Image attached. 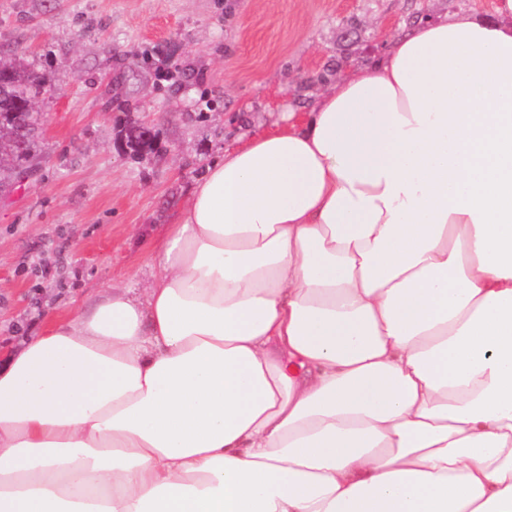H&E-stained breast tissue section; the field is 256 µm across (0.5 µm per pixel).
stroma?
<instances>
[{
  "label": "stroma",
  "mask_w": 512,
  "mask_h": 512,
  "mask_svg": "<svg viewBox=\"0 0 512 512\" xmlns=\"http://www.w3.org/2000/svg\"><path fill=\"white\" fill-rule=\"evenodd\" d=\"M469 0H0V55L46 74L24 177L0 191V353L112 286L145 287L149 242L241 135L270 132L383 52L412 13ZM358 29L347 32L344 18ZM177 71L159 80L156 64ZM327 81H316L319 72ZM211 107H204V99ZM149 123L135 158L126 129Z\"/></svg>",
  "instance_id": "35a3bbf8"
}]
</instances>
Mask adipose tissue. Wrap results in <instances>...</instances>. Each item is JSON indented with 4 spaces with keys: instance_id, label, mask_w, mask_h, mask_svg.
Instances as JSON below:
<instances>
[{
    "instance_id": "adipose-tissue-1",
    "label": "adipose tissue",
    "mask_w": 512,
    "mask_h": 512,
    "mask_svg": "<svg viewBox=\"0 0 512 512\" xmlns=\"http://www.w3.org/2000/svg\"><path fill=\"white\" fill-rule=\"evenodd\" d=\"M0 362V512H512V0L244 140Z\"/></svg>"
}]
</instances>
